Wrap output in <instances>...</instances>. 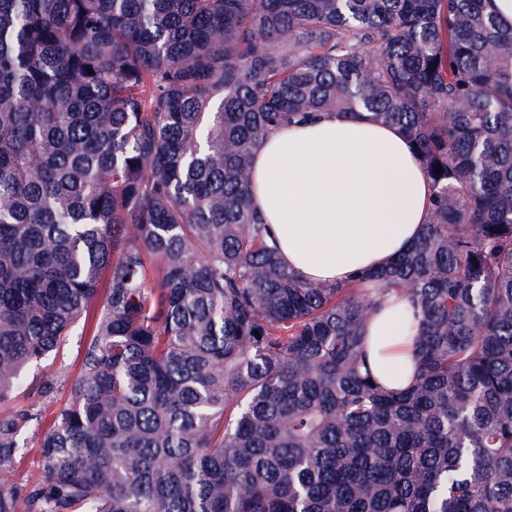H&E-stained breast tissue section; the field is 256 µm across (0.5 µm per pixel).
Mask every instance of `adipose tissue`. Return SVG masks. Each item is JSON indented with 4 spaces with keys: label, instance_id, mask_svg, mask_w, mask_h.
I'll return each mask as SVG.
<instances>
[{
    "label": "adipose tissue",
    "instance_id": "1",
    "mask_svg": "<svg viewBox=\"0 0 512 512\" xmlns=\"http://www.w3.org/2000/svg\"><path fill=\"white\" fill-rule=\"evenodd\" d=\"M252 170V202L282 262L308 282H345L388 266L427 219L430 186L418 156L396 127L364 114L326 113L273 130ZM366 329L375 377L392 389L406 386L418 334L407 297L384 295Z\"/></svg>",
    "mask_w": 512,
    "mask_h": 512
}]
</instances>
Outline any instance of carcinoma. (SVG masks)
I'll use <instances>...</instances> for the list:
<instances>
[{"instance_id":"1","label":"carcinoma","mask_w":512,"mask_h":512,"mask_svg":"<svg viewBox=\"0 0 512 512\" xmlns=\"http://www.w3.org/2000/svg\"><path fill=\"white\" fill-rule=\"evenodd\" d=\"M489 4L0 0L1 478L25 369L91 325L0 512H512V26ZM363 111L420 155L427 222L386 268L304 282L251 157ZM391 290L419 322L395 392L365 361Z\"/></svg>"}]
</instances>
